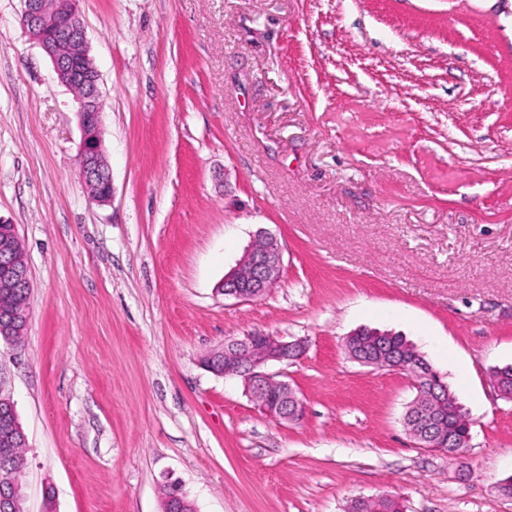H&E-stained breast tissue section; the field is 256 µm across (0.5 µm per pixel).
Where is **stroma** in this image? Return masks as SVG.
Masks as SVG:
<instances>
[{
  "label": "stroma",
  "instance_id": "35a3bbf8",
  "mask_svg": "<svg viewBox=\"0 0 512 512\" xmlns=\"http://www.w3.org/2000/svg\"><path fill=\"white\" fill-rule=\"evenodd\" d=\"M0 0V219L32 289L0 369L27 437L25 512H512V0H79L112 198L79 176L74 92ZM283 259L217 293L257 230ZM401 333L471 422L418 447L412 376L351 360ZM264 331L296 424L202 357Z\"/></svg>",
  "mask_w": 512,
  "mask_h": 512
}]
</instances>
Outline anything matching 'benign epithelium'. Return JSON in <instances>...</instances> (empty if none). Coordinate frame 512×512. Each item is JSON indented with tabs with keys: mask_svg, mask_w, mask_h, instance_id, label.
Masks as SVG:
<instances>
[{
	"mask_svg": "<svg viewBox=\"0 0 512 512\" xmlns=\"http://www.w3.org/2000/svg\"><path fill=\"white\" fill-rule=\"evenodd\" d=\"M26 34L50 59L58 79L74 89L78 97V116L82 138L79 147V172L92 197L101 203L112 197V175L103 155L102 115L98 103L100 75L90 65L87 34L80 19L78 0H23L20 18ZM11 232L0 234V294L8 297L19 287L28 261L13 251ZM282 268L281 251L266 231L260 230L244 256L224 277L218 291L226 297L250 301L262 296L278 280ZM305 352L302 340L284 341L268 333L249 334L242 339L224 342V346L207 353L203 365L219 376L242 380L245 392L260 411L279 423L300 421L306 411L303 400L291 385L269 372L271 362L295 361ZM273 389L280 394L278 406L265 405V393ZM436 417L428 415L418 421L415 433L420 446L435 447L433 426Z\"/></svg>",
	"mask_w": 512,
	"mask_h": 512,
	"instance_id": "obj_1",
	"label": "benign epithelium"
}]
</instances>
